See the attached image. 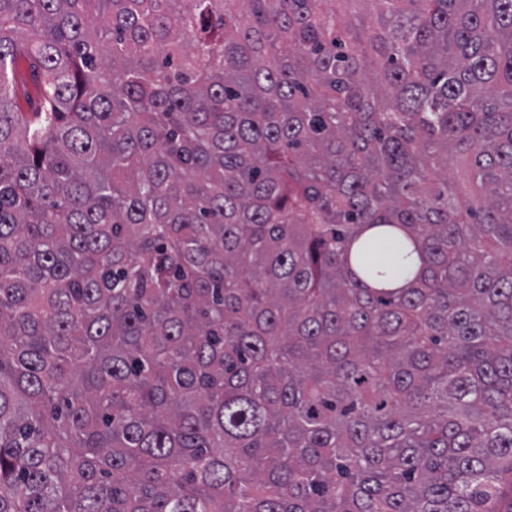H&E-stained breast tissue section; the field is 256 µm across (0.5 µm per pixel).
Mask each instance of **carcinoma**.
<instances>
[{
  "mask_svg": "<svg viewBox=\"0 0 512 512\" xmlns=\"http://www.w3.org/2000/svg\"><path fill=\"white\" fill-rule=\"evenodd\" d=\"M511 476L512 0H0V512Z\"/></svg>",
  "mask_w": 512,
  "mask_h": 512,
  "instance_id": "obj_1",
  "label": "carcinoma"
}]
</instances>
